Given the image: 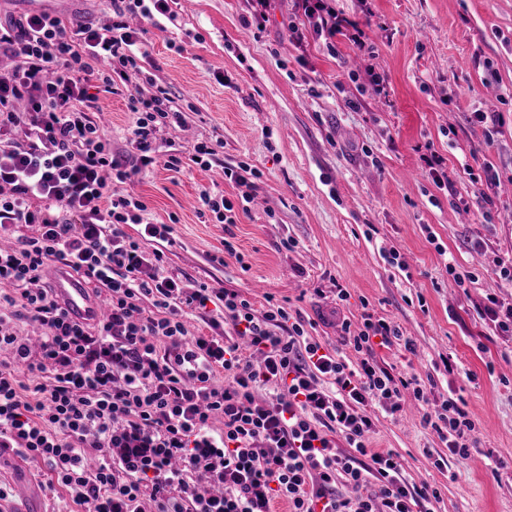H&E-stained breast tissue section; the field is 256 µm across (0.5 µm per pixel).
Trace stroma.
I'll return each mask as SVG.
<instances>
[{"label":"stroma","mask_w":512,"mask_h":512,"mask_svg":"<svg viewBox=\"0 0 512 512\" xmlns=\"http://www.w3.org/2000/svg\"><path fill=\"white\" fill-rule=\"evenodd\" d=\"M373 43L315 37L296 0H272L267 20L251 0H173L174 20L144 27L147 55L132 92L165 88L184 125L164 127L158 158L136 176L146 218L171 225L162 247L187 287L241 292L256 312L269 302L300 313L313 340L342 343L365 316L413 340L375 349L378 367L420 381L430 405L458 400L479 430L470 458L421 422L415 406L374 409L370 445L392 450L409 485H430L435 512H512V332L486 306L512 307V287L492 270L512 261V0H336ZM47 12L71 26L104 22L103 0H0V22ZM306 39L295 43L291 28ZM100 122L114 155H128L127 98L100 94ZM495 112L499 124L477 122ZM217 143L211 167L191 163L197 143ZM436 153V175L422 155ZM184 160L168 170V155ZM246 167L253 200L235 224L203 207L202 192L240 204L224 168ZM493 176L478 191L474 178ZM346 298H338V290ZM446 458L437 469L435 459ZM32 487L20 505L17 489ZM0 512H72L40 468L0 454Z\"/></svg>","instance_id":"obj_1"}]
</instances>
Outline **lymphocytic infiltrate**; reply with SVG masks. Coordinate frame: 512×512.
Listing matches in <instances>:
<instances>
[{
	"label": "lymphocytic infiltrate",
	"instance_id": "1",
	"mask_svg": "<svg viewBox=\"0 0 512 512\" xmlns=\"http://www.w3.org/2000/svg\"><path fill=\"white\" fill-rule=\"evenodd\" d=\"M107 2L104 26L72 30L45 12L0 23V56L13 61L0 73V451L43 464L48 487L94 512L147 502L152 512H271L276 499L291 512H432L437 489L408 485L397 455L367 443L371 408L399 411L407 389L427 400L417 378L374 362L376 345L412 340L365 319L349 338L360 356L350 369L284 306L258 313L239 291L186 287L164 274L162 252L126 232H172L145 222L127 186L181 113L163 89L130 97L136 162L114 158L92 114L99 93L139 70L142 42L126 18L154 25L172 10L170 0ZM300 2L316 34L370 52L366 32L326 0ZM56 263L106 289L103 321L70 318L44 281ZM195 313L210 334L187 336ZM24 323L42 336H23ZM422 421L444 427L460 458L478 443L456 402Z\"/></svg>",
	"mask_w": 512,
	"mask_h": 512
}]
</instances>
